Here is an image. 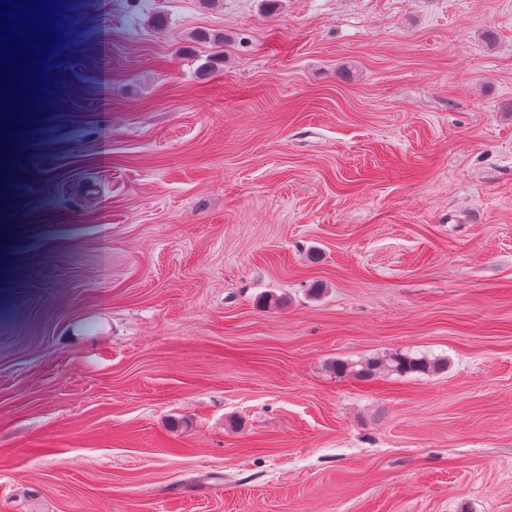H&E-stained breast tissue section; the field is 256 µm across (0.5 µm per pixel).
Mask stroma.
<instances>
[{
	"label": "stroma",
	"instance_id": "35a3bbf8",
	"mask_svg": "<svg viewBox=\"0 0 512 512\" xmlns=\"http://www.w3.org/2000/svg\"><path fill=\"white\" fill-rule=\"evenodd\" d=\"M63 2L0 512H512V0ZM445 366V361L441 359L432 360L424 356H410L397 352L384 358H370L358 364L336 363V369L340 372H349L362 380L374 378L382 372L399 376L412 373H437L444 370Z\"/></svg>",
	"mask_w": 512,
	"mask_h": 512
}]
</instances>
